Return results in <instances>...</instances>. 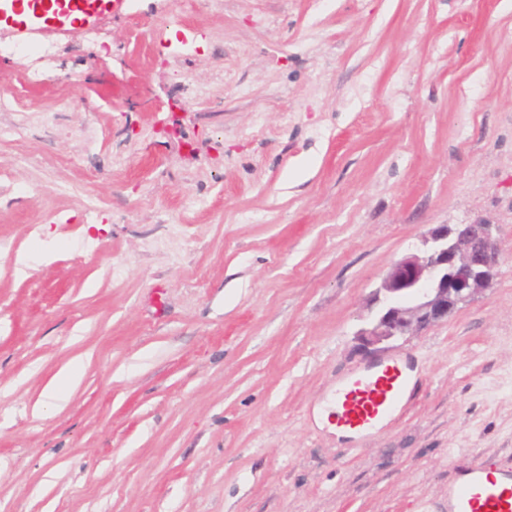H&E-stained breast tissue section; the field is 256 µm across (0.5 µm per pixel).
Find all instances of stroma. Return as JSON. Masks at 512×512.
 Instances as JSON below:
<instances>
[{
	"label": "stroma",
	"instance_id": "35a3bbf8",
	"mask_svg": "<svg viewBox=\"0 0 512 512\" xmlns=\"http://www.w3.org/2000/svg\"><path fill=\"white\" fill-rule=\"evenodd\" d=\"M41 26L42 82L0 57V512H447L512 458V0H110ZM477 223L492 284L389 349L416 372L401 413L336 436L373 290ZM80 378L76 368H72L62 375L56 381L47 385L42 393L41 406L58 407L62 401L61 390L67 386H73L78 383Z\"/></svg>",
	"mask_w": 512,
	"mask_h": 512
}]
</instances>
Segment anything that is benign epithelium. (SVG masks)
Here are the masks:
<instances>
[{
	"mask_svg": "<svg viewBox=\"0 0 512 512\" xmlns=\"http://www.w3.org/2000/svg\"><path fill=\"white\" fill-rule=\"evenodd\" d=\"M498 263L491 225L433 229L422 247L397 260L376 288L355 333L358 346L376 354L447 319L491 283Z\"/></svg>",
	"mask_w": 512,
	"mask_h": 512,
	"instance_id": "1",
	"label": "benign epithelium"
}]
</instances>
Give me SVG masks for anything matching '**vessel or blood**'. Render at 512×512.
<instances>
[{
	"instance_id": "obj_1",
	"label": "vessel or blood",
	"mask_w": 512,
	"mask_h": 512,
	"mask_svg": "<svg viewBox=\"0 0 512 512\" xmlns=\"http://www.w3.org/2000/svg\"><path fill=\"white\" fill-rule=\"evenodd\" d=\"M403 359L383 360L354 373L336 392V423L361 435L399 412L405 398ZM448 512H512V464L469 474L448 490Z\"/></svg>"
}]
</instances>
